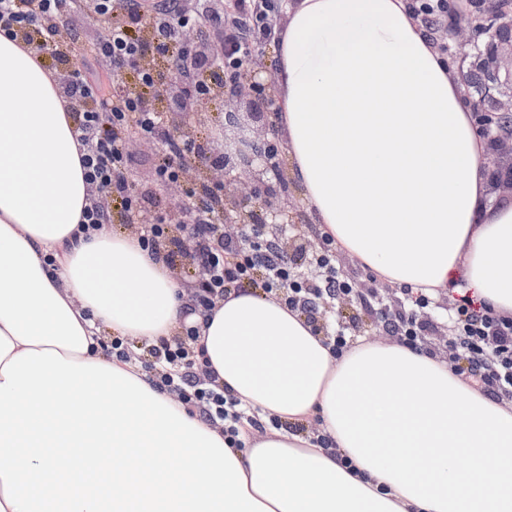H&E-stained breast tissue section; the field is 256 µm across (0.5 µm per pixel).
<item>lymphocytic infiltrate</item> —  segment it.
Segmentation results:
<instances>
[{"label": "lymphocytic infiltrate", "mask_w": 512, "mask_h": 512, "mask_svg": "<svg viewBox=\"0 0 512 512\" xmlns=\"http://www.w3.org/2000/svg\"><path fill=\"white\" fill-rule=\"evenodd\" d=\"M95 15L109 19L104 35L86 41L63 38L75 31L78 0H0V31L21 39L36 54L48 56L68 101L83 147L85 178L96 189L83 211V230L110 222L112 208H120L129 222L138 224L141 246L170 269L192 266L198 273L193 286L200 313L212 311L217 302L244 285H257L266 295L299 312L318 325L330 302L353 297L351 281L337 271L331 242L312 253L314 277L296 278L280 242L253 227L250 249L237 248L224 224L212 216L221 203L219 188L199 179L189 191L197 200L196 240L186 249L172 234V220L153 216L154 193L134 189L129 173L135 158L129 149L137 138L158 143L161 151L153 164L156 184L180 182L183 167L178 159L189 156L199 169L220 168L223 157L214 153L211 137L191 136L171 140L162 114L154 104V88L160 76L148 59L169 55L182 34L199 20L222 35L216 55L199 62L204 79L188 83L175 101L178 109L210 98L224 74L248 57L254 40L274 35L279 0H231L230 13H189L178 0H92ZM134 73V90L118 87L124 74ZM406 305L383 311L379 321L391 336L414 350H424L426 323L419 319L430 300L420 292L405 291ZM448 344L453 350L454 371L472 381L489 397L512 399V317H503L468 295L456 298L450 317ZM199 330L183 326L178 336L160 339L153 347L152 362L145 370L159 385L177 392L182 404L198 409L208 419L226 423L224 438L240 447L237 423L247 422L262 430L256 414L237 410L233 397L218 392L201 353L196 348Z\"/></svg>", "instance_id": "1"}]
</instances>
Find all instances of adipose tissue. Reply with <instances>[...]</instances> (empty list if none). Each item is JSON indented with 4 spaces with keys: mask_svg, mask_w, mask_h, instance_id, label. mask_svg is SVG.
I'll list each match as a JSON object with an SVG mask.
<instances>
[{
    "mask_svg": "<svg viewBox=\"0 0 512 512\" xmlns=\"http://www.w3.org/2000/svg\"><path fill=\"white\" fill-rule=\"evenodd\" d=\"M276 68L318 231L386 287L439 300L460 272L512 317V204L486 206L488 145L409 0H290ZM81 155L44 58L0 35V512H512V402L399 343L334 356L252 288L192 313L135 235L84 233ZM185 322L217 385L283 429L229 447L101 353L103 336L148 348ZM92 448L122 457L93 482Z\"/></svg>",
    "mask_w": 512,
    "mask_h": 512,
    "instance_id": "obj_1",
    "label": "adipose tissue"
}]
</instances>
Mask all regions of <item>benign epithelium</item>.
Instances as JSON below:
<instances>
[{
    "mask_svg": "<svg viewBox=\"0 0 512 512\" xmlns=\"http://www.w3.org/2000/svg\"><path fill=\"white\" fill-rule=\"evenodd\" d=\"M448 43L445 49L453 60L473 59L472 70L459 71V79L466 90L476 121V129L487 138L493 153L498 155L485 173L494 188L512 191V131L502 130L501 122L512 118V0H473V12L463 26L457 21L453 5H448ZM212 54L208 40L199 39L187 30L181 44L175 48L178 66L172 67L158 83L157 97L177 98L184 93L190 67L202 55ZM252 61L245 62L239 72L224 79V87L216 96L197 103L189 111H170L168 130L177 138L192 133L193 122L205 120L210 107L216 102L226 105L251 92L249 105L269 110L274 105L275 78L267 82L252 80ZM224 166L238 171L231 179L211 174V181L222 185V220L235 237L237 245L246 249L251 243L247 231L249 215L262 216V223L271 225V235L276 237L287 254L305 251L303 244L284 235L280 225L294 223L299 214L291 205V190L287 167L279 158L272 143L246 141L244 146L224 153ZM279 167L278 188H273L265 175ZM180 227L192 228L196 223V204L193 197L171 192Z\"/></svg>",
    "mask_w": 512,
    "mask_h": 512,
    "instance_id": "benign-epithelium-1",
    "label": "benign epithelium"
}]
</instances>
